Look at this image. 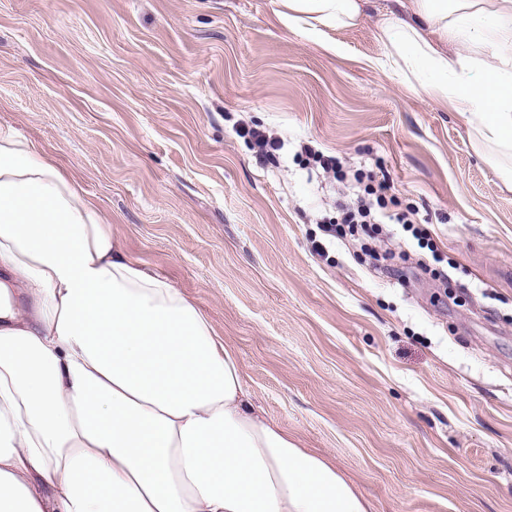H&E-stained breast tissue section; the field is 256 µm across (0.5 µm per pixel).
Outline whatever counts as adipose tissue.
<instances>
[{"label":"adipose tissue","instance_id":"obj_1","mask_svg":"<svg viewBox=\"0 0 512 512\" xmlns=\"http://www.w3.org/2000/svg\"><path fill=\"white\" fill-rule=\"evenodd\" d=\"M285 25L378 16L375 65L409 72L512 154V0H281ZM0 512H370L255 414L241 365L100 211L0 127Z\"/></svg>","mask_w":512,"mask_h":512}]
</instances>
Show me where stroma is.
Wrapping results in <instances>:
<instances>
[{
	"mask_svg": "<svg viewBox=\"0 0 512 512\" xmlns=\"http://www.w3.org/2000/svg\"><path fill=\"white\" fill-rule=\"evenodd\" d=\"M322 38L278 0H0V125L207 314L256 409L373 512H512V188L464 119L374 67V17ZM241 121L284 139L275 160ZM303 142L388 171L440 262L394 224L327 235L338 193Z\"/></svg>",
	"mask_w": 512,
	"mask_h": 512,
	"instance_id": "stroma-1",
	"label": "stroma"
}]
</instances>
